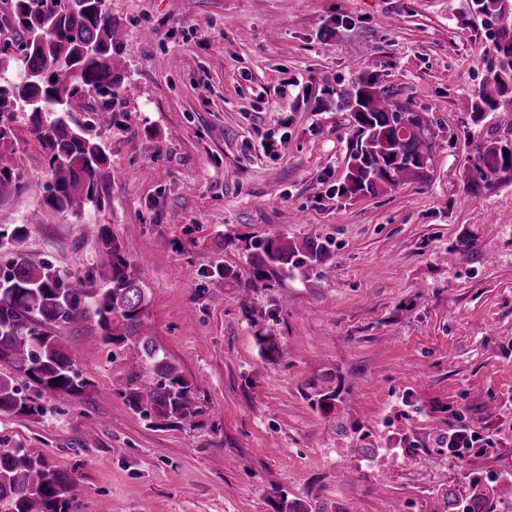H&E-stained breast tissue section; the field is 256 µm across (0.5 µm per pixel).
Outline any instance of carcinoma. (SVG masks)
Masks as SVG:
<instances>
[{
  "label": "carcinoma",
  "mask_w": 512,
  "mask_h": 512,
  "mask_svg": "<svg viewBox=\"0 0 512 512\" xmlns=\"http://www.w3.org/2000/svg\"><path fill=\"white\" fill-rule=\"evenodd\" d=\"M0 20L12 38L0 40V147L15 136L17 114H28L30 132L47 151L49 177L43 203L50 209L84 218L101 203V181L107 165L105 147L93 126L112 123V104L122 79L114 74L112 54L119 44L107 0H3ZM476 10L494 20V51L498 67L470 100L471 111L495 112L512 127V0H474ZM26 50L22 65L8 58ZM86 104L95 113L90 127L72 122L75 107ZM336 108L352 112L356 143L338 191L345 196L376 195L427 177L432 131L419 112H406L374 80L360 74L350 87L336 93ZM22 158L0 161V204L20 189ZM474 167L479 179L512 170V142L491 140L479 148ZM99 265L108 273L102 288L74 285L50 265L14 256L0 277V365L23 375L34 388L23 392L0 379V412L32 416L42 402L85 395L93 386L77 361L56 336L61 325L95 320L99 340L119 347L141 348L138 369L127 378L124 400L152 423L183 425L199 413L195 385L177 363L149 337L140 333L148 306L146 289L134 277L121 246L102 227L98 236ZM326 245L267 238L248 256L250 275L243 291L271 287L270 280L320 262ZM512 478H470V491L459 499L452 490L436 497L433 512H498L509 503ZM74 479L40 455L24 448L0 450V512H78Z\"/></svg>",
  "instance_id": "1"
}]
</instances>
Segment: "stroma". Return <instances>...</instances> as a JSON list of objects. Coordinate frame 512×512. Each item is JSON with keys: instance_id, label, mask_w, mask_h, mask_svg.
Wrapping results in <instances>:
<instances>
[{"instance_id": "1", "label": "stroma", "mask_w": 512, "mask_h": 512, "mask_svg": "<svg viewBox=\"0 0 512 512\" xmlns=\"http://www.w3.org/2000/svg\"><path fill=\"white\" fill-rule=\"evenodd\" d=\"M108 5L123 87L99 130L102 205L82 223L43 208L47 154L19 115L22 189L0 224L26 232L0 275L20 252L101 287L107 228L147 291L141 334L195 383L200 412L147 428L122 397L138 348L102 344L88 320L58 331L87 396L0 414V448L69 473L82 512H431L472 473L512 474V170L471 180L479 147L512 140L469 108L498 65L490 19L473 0ZM362 72L431 120L435 148L427 179L346 198L355 127L336 93ZM281 236L328 253L243 293L254 243ZM458 424L489 445L445 454Z\"/></svg>"}]
</instances>
